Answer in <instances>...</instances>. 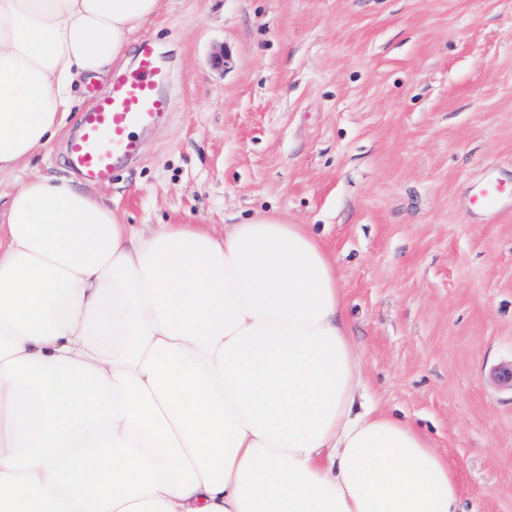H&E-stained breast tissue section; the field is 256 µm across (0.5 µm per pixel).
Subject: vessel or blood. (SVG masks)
Segmentation results:
<instances>
[{"label": "vessel or blood", "instance_id": "vessel-or-blood-1", "mask_svg": "<svg viewBox=\"0 0 512 512\" xmlns=\"http://www.w3.org/2000/svg\"><path fill=\"white\" fill-rule=\"evenodd\" d=\"M169 69L152 40H142L133 66L114 80L80 115L68 142V162L82 180L106 184L124 166L139 161L142 138L174 109L167 92ZM512 198V182L492 177L479 189L475 202L484 211H501Z\"/></svg>", "mask_w": 512, "mask_h": 512}]
</instances>
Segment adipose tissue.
Here are the masks:
<instances>
[{"instance_id": "1", "label": "adipose tissue", "mask_w": 512, "mask_h": 512, "mask_svg": "<svg viewBox=\"0 0 512 512\" xmlns=\"http://www.w3.org/2000/svg\"><path fill=\"white\" fill-rule=\"evenodd\" d=\"M161 0H0V177L26 168ZM131 371L199 485L114 512H463L455 472L366 394L335 260L260 213L223 234L134 232L65 178L11 193L0 225V367Z\"/></svg>"}]
</instances>
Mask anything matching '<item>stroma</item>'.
<instances>
[{"mask_svg":"<svg viewBox=\"0 0 512 512\" xmlns=\"http://www.w3.org/2000/svg\"><path fill=\"white\" fill-rule=\"evenodd\" d=\"M146 38L177 107L86 191L139 232L263 211L318 233L370 394L447 460L464 512H512V390L493 377L512 363V205L474 203L512 177V0H162L113 72ZM77 120L0 196L68 175ZM512 197V184L498 177L485 181L475 196L476 204L484 211L497 213L502 210L506 200Z\"/></svg>","mask_w":512,"mask_h":512,"instance_id":"stroma-1","label":"stroma"}]
</instances>
